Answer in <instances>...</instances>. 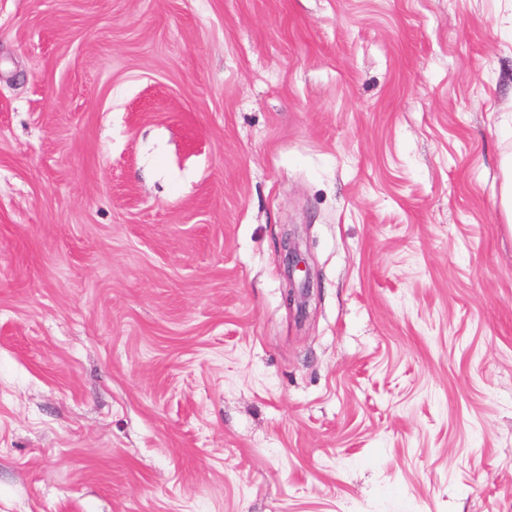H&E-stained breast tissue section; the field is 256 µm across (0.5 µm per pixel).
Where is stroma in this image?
Listing matches in <instances>:
<instances>
[{"mask_svg":"<svg viewBox=\"0 0 512 512\" xmlns=\"http://www.w3.org/2000/svg\"><path fill=\"white\" fill-rule=\"evenodd\" d=\"M511 16L0 0V512H512ZM283 258L287 264V277L288 282L291 288L288 289V301H295V289H294V278L296 272H305L304 280L302 282V288H309V276L305 266L304 261L302 260L296 246L290 242L289 238L283 242Z\"/></svg>","mask_w":512,"mask_h":512,"instance_id":"obj_1","label":"stroma"}]
</instances>
